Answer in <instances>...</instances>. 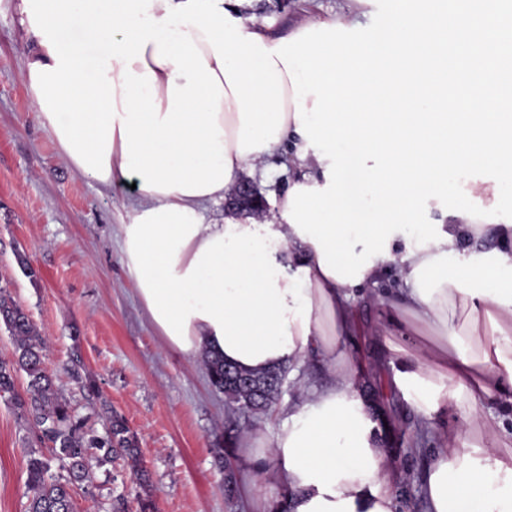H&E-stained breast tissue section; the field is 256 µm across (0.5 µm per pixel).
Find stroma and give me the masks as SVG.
Masks as SVG:
<instances>
[{
	"label": "stroma",
	"mask_w": 512,
	"mask_h": 512,
	"mask_svg": "<svg viewBox=\"0 0 512 512\" xmlns=\"http://www.w3.org/2000/svg\"><path fill=\"white\" fill-rule=\"evenodd\" d=\"M344 0H250L252 20L284 33L305 10L341 12ZM34 38L11 10L0 6V284L36 324L48 348L46 365L56 373L80 351L103 397L139 439L153 485L157 512H242L240 498L224 493V476L238 470L243 422L227 418L200 361L169 349L151 324L123 263L120 226L130 184L104 187L78 175L59 155L41 126L21 77ZM25 253L37 279L21 271ZM360 331L347 339L367 385L377 388L383 412L381 438L409 475L398 512H424L421 482L434 449L448 440L459 412L441 413L425 429L409 403L393 393L389 372L376 366L384 345L373 335L375 300L356 302ZM32 431L0 397V512H26L27 452ZM223 457H216V449ZM139 512L137 488L124 460L97 470L89 490H76L74 512H108L113 496Z\"/></svg>",
	"instance_id": "35a3bbf8"
}]
</instances>
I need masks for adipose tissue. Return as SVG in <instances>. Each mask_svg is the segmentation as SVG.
<instances>
[{
    "instance_id": "ef3b65f1",
    "label": "adipose tissue",
    "mask_w": 512,
    "mask_h": 512,
    "mask_svg": "<svg viewBox=\"0 0 512 512\" xmlns=\"http://www.w3.org/2000/svg\"><path fill=\"white\" fill-rule=\"evenodd\" d=\"M285 120L277 142L242 154L234 97L221 100L231 176L204 195L137 190L121 226L122 254L137 295L166 345L185 357L210 354L237 369L287 372L297 400L278 408L272 435L242 440L238 475L246 512H396V477L377 418L359 392V371L344 342L358 330L355 302L373 291L395 343L382 358L391 386L433 423L446 407L464 426L437 449L422 480L425 512H512V454H501L503 422L482 418L487 402L512 406V225L448 215L449 242L409 251L402 234L374 258L359 284L338 282L300 238L280 196L272 222L232 216L205 221L253 168L282 151L289 186H324L325 162L306 149L283 86ZM400 286L385 289L387 276ZM330 383H308L311 365ZM273 458L261 470L260 458ZM287 490L278 499V490Z\"/></svg>"
}]
</instances>
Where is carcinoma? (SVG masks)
Returning a JSON list of instances; mask_svg holds the SVG:
<instances>
[{
	"mask_svg": "<svg viewBox=\"0 0 512 512\" xmlns=\"http://www.w3.org/2000/svg\"><path fill=\"white\" fill-rule=\"evenodd\" d=\"M2 328L12 337L14 349L12 358L0 359V397L11 402L18 419L30 425L37 442L47 447L45 451L32 448L27 453V512H74V489L92 485L95 470L118 457L130 462L131 474L142 490L139 512H155L149 477L140 464L137 437L125 419L103 400L80 353H72L64 374L85 392L90 406L100 405L101 435L87 427L88 418L79 415L64 396L59 376L46 367V343L40 330L8 288L0 285ZM204 364L211 386L224 395L225 407L247 422L279 400L277 391L269 386L281 374L279 370L243 373L210 357ZM19 373L26 377L22 394L15 389Z\"/></svg>",
	"mask_w": 512,
	"mask_h": 512,
	"instance_id": "obj_1",
	"label": "carcinoma"
}]
</instances>
